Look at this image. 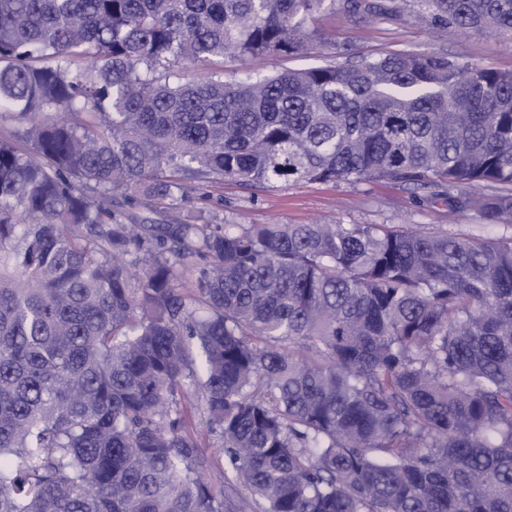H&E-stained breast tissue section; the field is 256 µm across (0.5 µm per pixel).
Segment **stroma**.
<instances>
[{
	"label": "stroma",
	"instance_id": "35a3bbf8",
	"mask_svg": "<svg viewBox=\"0 0 512 512\" xmlns=\"http://www.w3.org/2000/svg\"><path fill=\"white\" fill-rule=\"evenodd\" d=\"M308 48L298 55H247L225 60L224 75L234 79L246 73L272 74L341 62L349 57L377 56L406 50L419 55L445 53L473 65L512 71V36L495 33H444L418 21L404 9L392 18H354L343 8L326 10L306 23ZM192 210L212 223L238 224H419L445 229L461 237L494 238L503 227L484 221L472 211L450 209L445 202L417 199L410 190L384 181L300 182L263 191L234 181L206 189L193 200Z\"/></svg>",
	"mask_w": 512,
	"mask_h": 512
}]
</instances>
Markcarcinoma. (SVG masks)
<instances>
[{"label": "carcinoma", "instance_id": "1", "mask_svg": "<svg viewBox=\"0 0 512 512\" xmlns=\"http://www.w3.org/2000/svg\"><path fill=\"white\" fill-rule=\"evenodd\" d=\"M408 2L512 35V0ZM334 6L0 0V512H512V236L180 209L226 179H386L512 228V73L177 72L297 54ZM188 399L192 403L195 420L197 423H200L199 425L201 429L202 448L206 450V452L208 453L207 455L210 457V453L215 452L216 448H220V437L218 436L217 433L207 432L202 424L204 402L202 400L200 391L193 387H190Z\"/></svg>", "mask_w": 512, "mask_h": 512}]
</instances>
